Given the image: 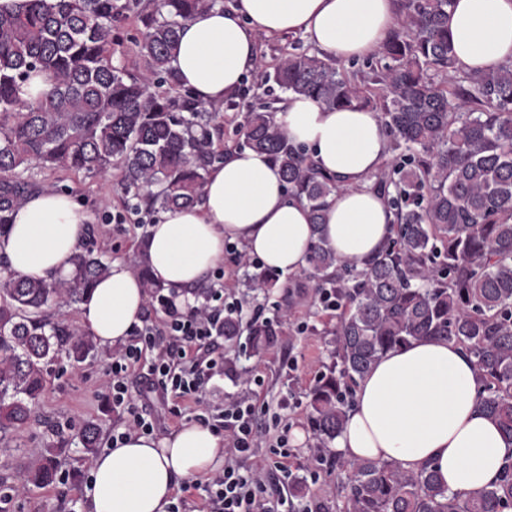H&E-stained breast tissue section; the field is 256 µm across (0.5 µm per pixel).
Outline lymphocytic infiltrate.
Listing matches in <instances>:
<instances>
[{"mask_svg":"<svg viewBox=\"0 0 512 512\" xmlns=\"http://www.w3.org/2000/svg\"><path fill=\"white\" fill-rule=\"evenodd\" d=\"M245 313L256 322L263 309H245L241 300H227L223 288H212L203 300L185 307L169 304L165 321L144 326L129 344L114 351L106 370V386L112 393L114 408L122 413L124 429L113 432V439H122L127 429L145 434L154 431L140 395L129 390L127 376L131 368L142 369L147 392L201 402L218 366L211 353L224 335V317ZM257 415L255 405L238 398L225 403L221 410L199 415V422H215L224 429L227 444L223 470L205 481H193V488L201 490L207 512H313L311 506L296 504L285 496L268 503L261 474L238 466V459L255 449L280 450L288 445L285 436L259 427Z\"/></svg>","mask_w":512,"mask_h":512,"instance_id":"obj_1","label":"lymphocytic infiltrate"}]
</instances>
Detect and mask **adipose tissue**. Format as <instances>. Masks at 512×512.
<instances>
[{
  "label": "adipose tissue",
  "mask_w": 512,
  "mask_h": 512,
  "mask_svg": "<svg viewBox=\"0 0 512 512\" xmlns=\"http://www.w3.org/2000/svg\"><path fill=\"white\" fill-rule=\"evenodd\" d=\"M397 19L394 0H234L229 9H211L182 26L171 66L201 105L220 107L259 64V36L299 33L312 47L349 61L373 55ZM448 29L464 70L512 64V0H455ZM283 105L276 119L288 137L340 182L325 224L313 227L308 207L288 196L268 154L227 150L210 167L200 204L165 212L147 228V260L167 290L178 293L205 281L223 264L229 242L282 274L307 268L318 236L343 262L359 264L382 250L394 216L373 186L390 158L377 113L328 110L292 93ZM89 220L68 193H32L0 236L8 273L64 279ZM146 297L132 268L113 262L82 303L81 321L100 344H122ZM335 446L348 459H388L406 470L433 467L445 487L466 494L487 487L512 451V442L478 402L471 358L444 340L390 350L359 382ZM223 462V436L198 422L162 438L128 431L94 457L86 512H168L178 480L212 472Z\"/></svg>",
  "instance_id": "1"
}]
</instances>
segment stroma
<instances>
[{
	"label": "stroma",
	"mask_w": 512,
	"mask_h": 512,
	"mask_svg": "<svg viewBox=\"0 0 512 512\" xmlns=\"http://www.w3.org/2000/svg\"><path fill=\"white\" fill-rule=\"evenodd\" d=\"M245 87L247 93L236 97L235 109L224 108L219 112V147H243L244 138L237 132L239 113L271 98L260 87L257 76H250ZM23 179L29 194L48 187L71 192L90 217L85 244L111 262H130L148 224L159 218L155 212L130 210L122 187V171L116 166L102 176H85L33 165ZM223 270L224 286L233 297L262 306L266 317L272 319L293 311L294 323L306 327L301 334L283 332L265 350H254L245 330L219 346L224 364L212 381L211 402L221 405L232 397L248 399L263 408V422L279 415L281 429L291 435L287 457L260 448L254 455L240 459L239 465L260 472L270 499H277L279 493L285 492L294 500L322 505L324 512H336V471L317 462L318 457L335 455L336 450L315 448L313 438L307 435L309 392L334 362L336 314L313 303L314 281L309 271L279 275L277 288L266 294L245 287V270L237 266L232 251L224 253ZM292 281L297 282V289H289ZM111 355V347L100 345L83 362L62 357L50 364L33 420L0 441V489L16 490L15 512H80L91 457L85 453L76 430L87 423L97 424L98 444L103 447L112 436L113 426L122 419L121 412L113 408L105 385V369ZM149 410L159 437L193 421L197 413L195 404L174 398L164 402L153 400ZM297 430L305 433V441L293 440ZM62 439L67 445L61 450L59 470L65 474V481L33 486L28 481L30 464L42 448Z\"/></svg>",
	"instance_id": "obj_1"
}]
</instances>
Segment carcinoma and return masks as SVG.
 <instances>
[{
	"instance_id": "carcinoma-1",
	"label": "carcinoma",
	"mask_w": 512,
	"mask_h": 512,
	"mask_svg": "<svg viewBox=\"0 0 512 512\" xmlns=\"http://www.w3.org/2000/svg\"><path fill=\"white\" fill-rule=\"evenodd\" d=\"M453 0H404L397 27L378 50L385 60L357 79L316 54L288 52L262 72L285 92L327 109L380 113L392 164L376 186L394 211L384 249L362 265L341 264L318 238L309 248L314 291L336 294V362L311 390L310 430L325 448L343 431L351 386L389 350L420 339L453 341L472 357L483 410L512 442V64L479 75L457 64L448 31ZM223 0H29L0 10V232L24 201L21 173L96 176L117 163L134 208L193 205L213 162L215 115L182 88L170 66L180 27ZM140 25V63L114 61V26ZM37 73L49 88L25 100ZM247 147L268 153L289 191L324 223L336 179L317 172L273 113L252 109L240 124ZM68 278L46 282L0 276V432L26 425L49 364L95 350L74 325L46 316L80 303L110 265L79 248ZM134 272L165 300L141 248ZM278 325L256 322L252 346L265 349ZM341 476L339 512H512V453L477 495L452 492L436 472L405 471L394 460H329ZM54 449L31 464L32 480L53 482Z\"/></svg>"
}]
</instances>
